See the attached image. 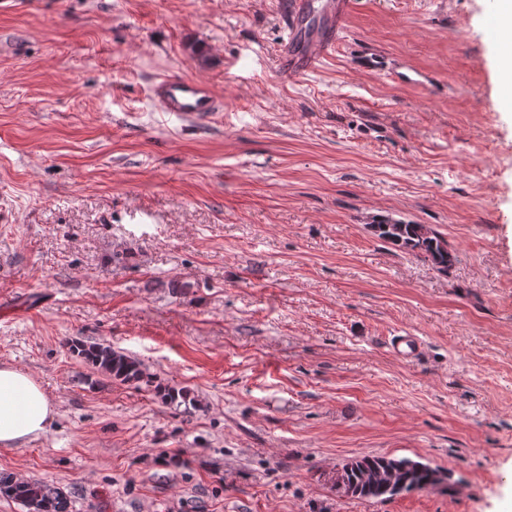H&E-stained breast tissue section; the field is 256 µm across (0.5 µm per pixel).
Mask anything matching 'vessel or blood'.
Segmentation results:
<instances>
[{
  "label": "vessel or blood",
  "instance_id": "vessel-or-blood-1",
  "mask_svg": "<svg viewBox=\"0 0 512 512\" xmlns=\"http://www.w3.org/2000/svg\"><path fill=\"white\" fill-rule=\"evenodd\" d=\"M352 8L353 0H288L283 12L279 79L289 82L314 70L335 49ZM152 97L161 111L179 119L204 118L218 109L211 89L193 79L159 80Z\"/></svg>",
  "mask_w": 512,
  "mask_h": 512
}]
</instances>
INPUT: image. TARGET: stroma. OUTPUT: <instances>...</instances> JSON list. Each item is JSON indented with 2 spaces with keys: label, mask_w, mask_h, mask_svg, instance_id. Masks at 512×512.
Returning a JSON list of instances; mask_svg holds the SVG:
<instances>
[{
  "label": "stroma",
  "mask_w": 512,
  "mask_h": 512,
  "mask_svg": "<svg viewBox=\"0 0 512 512\" xmlns=\"http://www.w3.org/2000/svg\"><path fill=\"white\" fill-rule=\"evenodd\" d=\"M283 2L0 9V362L58 410L0 474L69 512H512V35L496 0H354L335 50L284 83ZM168 76L219 111L164 115ZM381 219L438 231L448 270ZM405 333L410 359L389 346ZM365 455L451 487L338 493ZM71 347L74 352L113 380L123 383L139 382L146 376L139 361L110 345L75 341Z\"/></svg>",
  "instance_id": "obj_1"
}]
</instances>
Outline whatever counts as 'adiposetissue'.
Listing matches in <instances>:
<instances>
[{"instance_id":"ef3b65f1","label":"adipose tissue","mask_w":512,"mask_h":512,"mask_svg":"<svg viewBox=\"0 0 512 512\" xmlns=\"http://www.w3.org/2000/svg\"><path fill=\"white\" fill-rule=\"evenodd\" d=\"M57 410L32 374L0 363V447L16 448L38 438Z\"/></svg>"}]
</instances>
